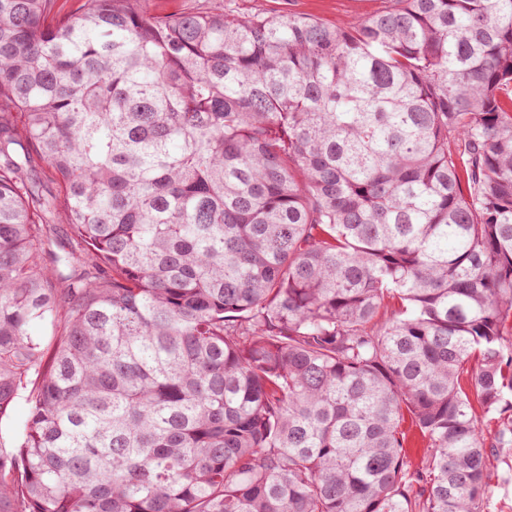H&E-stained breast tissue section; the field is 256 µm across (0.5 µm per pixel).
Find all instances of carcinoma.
<instances>
[{"label":"carcinoma","mask_w":512,"mask_h":512,"mask_svg":"<svg viewBox=\"0 0 512 512\" xmlns=\"http://www.w3.org/2000/svg\"><path fill=\"white\" fill-rule=\"evenodd\" d=\"M54 9L0 0V512H485L512 0ZM240 15L262 14L277 19L302 16L331 27L359 20L395 6V0H224ZM28 408V403L21 398L14 404L8 416L0 422V434L6 446H10L22 435Z\"/></svg>","instance_id":"1"}]
</instances>
